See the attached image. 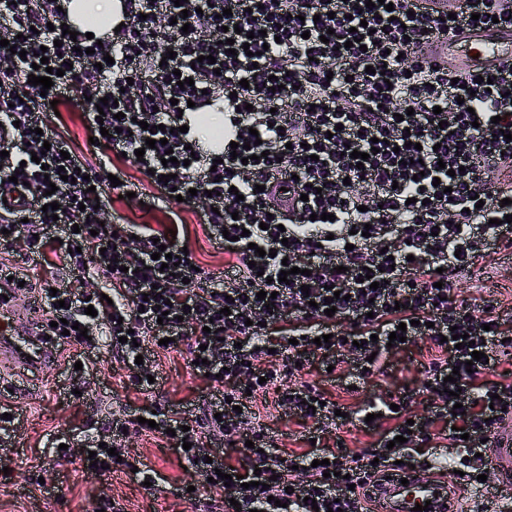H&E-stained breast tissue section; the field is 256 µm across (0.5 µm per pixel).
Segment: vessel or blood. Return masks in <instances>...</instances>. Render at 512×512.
Wrapping results in <instances>:
<instances>
[{
  "instance_id": "1",
  "label": "vessel or blood",
  "mask_w": 512,
  "mask_h": 512,
  "mask_svg": "<svg viewBox=\"0 0 512 512\" xmlns=\"http://www.w3.org/2000/svg\"><path fill=\"white\" fill-rule=\"evenodd\" d=\"M421 55L432 58L453 73L493 71L512 61V25L470 24L453 33H441L423 44ZM15 290L0 281V368L14 376V391L39 394L43 386L35 375L45 365L40 338L47 322L39 296H29L17 309ZM497 483L489 498L500 503L512 497V417L500 425L496 441L483 457ZM459 482L451 474L417 480L410 468L392 471L390 478L368 485L362 495L367 512H411L415 504H427V512H459Z\"/></svg>"
}]
</instances>
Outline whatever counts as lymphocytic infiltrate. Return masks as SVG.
<instances>
[{
    "label": "lymphocytic infiltrate",
    "instance_id": "1",
    "mask_svg": "<svg viewBox=\"0 0 512 512\" xmlns=\"http://www.w3.org/2000/svg\"><path fill=\"white\" fill-rule=\"evenodd\" d=\"M392 3L186 0L179 8L174 0H123V28L96 41L64 37L62 0H0V32L17 43L0 50V197L24 181L34 201L25 214L0 212V241L25 261L44 259L60 239L56 257L77 277L41 290L57 322L51 344L84 363L108 347L148 395L149 368L185 341L193 373L225 383L202 415L160 410L148 426L128 411L107 434H85L98 459L86 473L122 470L115 455L135 434L172 450L192 476L230 487L224 512H366L361 487L399 460L426 468L417 449L448 448L462 485L475 492V512H487L480 454L512 416V385L491 375L512 359V336L496 301L476 309L460 299L457 276L487 252L512 247V62L485 85L453 78L418 49L475 13L484 24L512 19V0H461L445 21L417 0ZM40 51L60 71L46 92L28 82ZM181 78L188 86H178ZM55 100L81 112L104 157H127L147 174L158 200L172 204L197 189L200 221L230 257L223 272L195 270L168 230L109 222L110 176L121 192L141 187L124 169L75 153L50 119ZM217 102L224 144L206 149L196 127ZM150 137L156 148L147 147ZM354 150L368 153L364 165ZM169 152L175 161L167 165ZM52 200L55 216L44 210ZM161 247L173 273L153 258ZM286 265L296 272L283 283ZM366 269L371 282H359ZM90 279L98 289H85ZM333 289L341 296L330 316ZM261 291L275 293L273 305L258 299ZM90 305L96 316L86 315ZM401 325L404 341H390ZM453 330L468 344L450 339ZM323 335L327 343L317 344ZM418 342L430 359L414 392L343 405L303 379L313 364L348 363L360 388L385 372L392 351ZM476 351L485 360L473 361ZM452 374L456 397L444 390ZM418 394L428 402L421 413L413 409ZM279 408L298 419L306 450L281 452L269 435L262 419ZM354 415L376 439L351 451L343 429ZM331 429L335 449L317 446ZM214 432L235 443L239 459L211 455L206 437ZM403 434L407 442L397 443Z\"/></svg>",
    "mask_w": 512,
    "mask_h": 512
}]
</instances>
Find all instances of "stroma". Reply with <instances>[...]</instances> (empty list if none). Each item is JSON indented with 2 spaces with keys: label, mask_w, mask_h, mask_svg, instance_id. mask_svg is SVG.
I'll list each match as a JSON object with an SVG mask.
<instances>
[{
  "label": "stroma",
  "mask_w": 512,
  "mask_h": 512,
  "mask_svg": "<svg viewBox=\"0 0 512 512\" xmlns=\"http://www.w3.org/2000/svg\"><path fill=\"white\" fill-rule=\"evenodd\" d=\"M111 214L120 224H147L161 228L178 225L180 238L187 242L196 261L208 272H219L228 260L210 241L200 224L195 206L146 210L139 204L112 199ZM465 299L498 297L499 314L512 330V258L499 252L475 261L460 275ZM427 359L423 345H413L390 356L391 370L380 384H368L367 393H399L417 387L420 364ZM161 381L155 393L144 395L124 387L127 372L108 356L80 376L60 373L55 364H46L44 381L59 384L62 394L18 397L5 405L15 415L11 436L0 438V512H93L97 504L115 497L123 500L128 512H202L206 502L223 498L219 489L196 484L194 497L156 495L142 484L143 470H153L157 484L168 486L185 480L186 473L176 456L166 448L138 437L127 441L130 468L103 477H87L81 471L86 449L72 441L68 449L54 447L61 433L79 432L87 423L123 413L126 407L141 411L176 407L197 410L209 400L213 388L197 379L189 365L188 352L171 353L160 366ZM62 488V495L47 499L37 495L38 485Z\"/></svg>",
  "instance_id": "1"
}]
</instances>
